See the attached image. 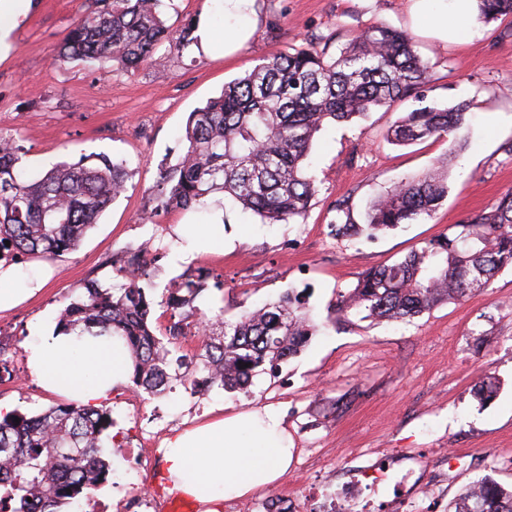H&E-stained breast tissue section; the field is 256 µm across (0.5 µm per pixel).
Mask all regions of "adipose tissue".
<instances>
[{
  "instance_id": "obj_1",
  "label": "adipose tissue",
  "mask_w": 512,
  "mask_h": 512,
  "mask_svg": "<svg viewBox=\"0 0 512 512\" xmlns=\"http://www.w3.org/2000/svg\"><path fill=\"white\" fill-rule=\"evenodd\" d=\"M256 0H223V46L207 15L193 32V52L232 54L253 38ZM412 13L441 40L455 39L457 19L474 17V0H413ZM52 271L39 266L17 287L15 266L0 263V311L13 309L38 295ZM39 386L86 405L106 399L126 381L131 359L122 339L42 330L30 356ZM165 479L173 490L192 497L204 512H222L225 500L243 498L276 486L287 474L293 445L283 419L272 409L213 417L176 432L165 441Z\"/></svg>"
}]
</instances>
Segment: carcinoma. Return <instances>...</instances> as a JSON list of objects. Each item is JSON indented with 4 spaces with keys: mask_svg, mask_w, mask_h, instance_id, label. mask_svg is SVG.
I'll return each mask as SVG.
<instances>
[{
    "mask_svg": "<svg viewBox=\"0 0 512 512\" xmlns=\"http://www.w3.org/2000/svg\"><path fill=\"white\" fill-rule=\"evenodd\" d=\"M162 2L91 0L62 38L54 61L108 64L131 73L159 62L158 49L166 42L188 50L195 19L177 28L167 25ZM476 7V20L485 24L512 17V0H476ZM332 39L313 38L305 47L267 57L192 112L186 152L175 167L159 172L157 209L192 208L222 192L270 223L303 218L316 195L306 170L316 134L330 122L388 112L407 98L420 105L391 125L389 141L459 140L469 105L424 104L429 66L407 31L375 25L335 55L328 53ZM23 154L19 137L0 133V260L53 259L74 250L127 190L125 166L106 155L56 163L29 177L20 166ZM447 196L448 169L438 165L375 200L365 223L347 220L336 225V233L358 238L411 224L431 215ZM458 228L453 236L430 239L404 259L365 272L340 296L336 310L346 315L363 309L377 321H409L439 303L463 300L512 267V193ZM125 277L117 288L83 285L82 295L60 311L57 328L121 337L131 353L134 388L152 396L187 380L194 389L217 384L244 390L253 377L298 354L315 332L302 294L292 291L235 321H199L204 339L197 360L207 379L189 380L180 372L182 358H173L169 348L181 322L171 323L167 339L158 337L150 320L152 280L139 262ZM205 281L199 273L175 282L166 309L196 313L194 302ZM111 426L107 408L74 401L36 416L14 410L1 417L0 512H62L73 501L90 498L110 472L100 448ZM451 512H512V489L492 479L473 482Z\"/></svg>",
    "mask_w": 512,
    "mask_h": 512,
    "instance_id": "obj_1",
    "label": "carcinoma"
}]
</instances>
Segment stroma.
I'll use <instances>...</instances> for the list:
<instances>
[{"instance_id": "35a3bbf8", "label": "stroma", "mask_w": 512, "mask_h": 512, "mask_svg": "<svg viewBox=\"0 0 512 512\" xmlns=\"http://www.w3.org/2000/svg\"><path fill=\"white\" fill-rule=\"evenodd\" d=\"M88 5L33 0L11 31L10 48L0 55V130L20 135L30 174L101 153L126 161L130 178L78 247L51 260L55 273L42 293L0 312L1 355L9 369L0 377V403L35 415L61 402L32 374L39 326L56 323L84 283L108 288L121 282L120 268L136 250L155 283L154 296L202 270L209 279L197 307L205 317L233 321L305 289L318 330L278 372L256 376L244 391L195 392L176 381L150 396L128 382L116 386L103 402L114 419L102 443L111 471L94 494L106 512H167L173 493L164 480L165 437L214 416L264 407L282 415L295 456L279 485L251 494L256 503L301 496L309 483L333 484L358 448L375 449L395 470L416 469L447 506L483 477L511 485L512 269L409 322L342 316L335 304L363 272L454 233L512 192V17L473 23L462 40L445 43L412 16L409 0H260L256 35L236 55H183L167 43L159 49L162 63L131 75L109 66L54 64L59 42ZM203 11L223 32L219 0H167L163 9L175 27ZM379 23L409 31L428 61V105L469 103L463 146L448 139L388 142L389 127L415 106L408 99L317 135L309 157L317 193L303 219L269 224L220 194L197 209L156 210L151 188L160 169L183 155L190 113L219 96L225 83L313 37L332 34L342 45ZM445 160L448 197L431 216L373 238L336 236L335 223H364L375 197ZM219 208L224 247L188 256L177 226L211 225ZM488 372L497 395L484 404L474 389ZM444 448L449 456H441Z\"/></svg>"}]
</instances>
